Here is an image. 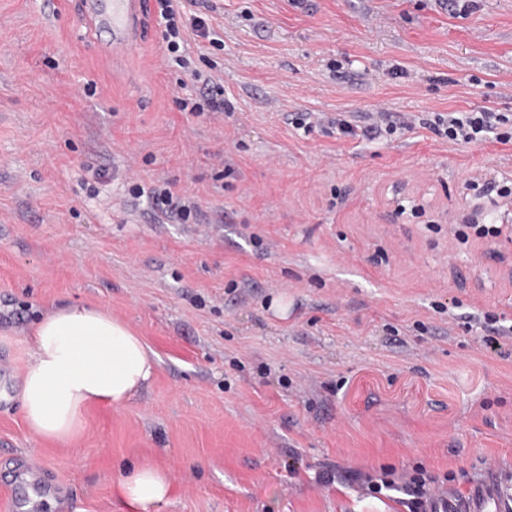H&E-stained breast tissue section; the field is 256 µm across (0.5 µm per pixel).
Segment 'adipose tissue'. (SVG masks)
Wrapping results in <instances>:
<instances>
[{"instance_id":"ef3b65f1","label":"adipose tissue","mask_w":512,"mask_h":512,"mask_svg":"<svg viewBox=\"0 0 512 512\" xmlns=\"http://www.w3.org/2000/svg\"><path fill=\"white\" fill-rule=\"evenodd\" d=\"M21 377L24 419L32 437L73 444L91 409L120 407L149 384L156 361L142 336L96 306L57 308L30 330ZM173 481L156 464H142L118 482L128 512L166 501Z\"/></svg>"}]
</instances>
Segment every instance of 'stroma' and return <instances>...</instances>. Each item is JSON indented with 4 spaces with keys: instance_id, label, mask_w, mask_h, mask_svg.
<instances>
[{
    "instance_id": "obj_1",
    "label": "stroma",
    "mask_w": 512,
    "mask_h": 512,
    "mask_svg": "<svg viewBox=\"0 0 512 512\" xmlns=\"http://www.w3.org/2000/svg\"><path fill=\"white\" fill-rule=\"evenodd\" d=\"M197 3L225 113L178 109L155 12L102 68L78 0H0V501L127 512L143 463L173 479L151 512H398L358 475L420 467L460 497L512 482V204L467 188L512 182V143L422 126L512 114V0ZM379 111L407 130L288 123ZM164 181L206 223L133 200ZM472 218L495 244L457 238ZM70 304L127 321L157 368L65 448L28 433L19 386L30 326ZM433 118L423 119L424 128L455 144H471L486 140L490 134L502 144L512 141V118L491 109L434 112ZM328 124L331 128H336V133L338 135L347 138L365 137L368 139H375L376 137L381 136L383 132L381 125L370 124L367 126H359L347 120L342 113H337L336 118L334 120H329Z\"/></svg>"
}]
</instances>
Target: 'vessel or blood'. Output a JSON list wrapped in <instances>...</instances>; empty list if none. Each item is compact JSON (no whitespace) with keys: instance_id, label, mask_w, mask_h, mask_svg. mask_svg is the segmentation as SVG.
I'll use <instances>...</instances> for the list:
<instances>
[{"instance_id":"vessel-or-blood-1","label":"vessel or blood","mask_w":512,"mask_h":512,"mask_svg":"<svg viewBox=\"0 0 512 512\" xmlns=\"http://www.w3.org/2000/svg\"><path fill=\"white\" fill-rule=\"evenodd\" d=\"M81 12L94 36L110 33V40L100 45V61L132 49L140 35L143 0H81ZM434 512H512V495L506 494L495 479L488 478L474 486L468 496L437 497Z\"/></svg>"}]
</instances>
